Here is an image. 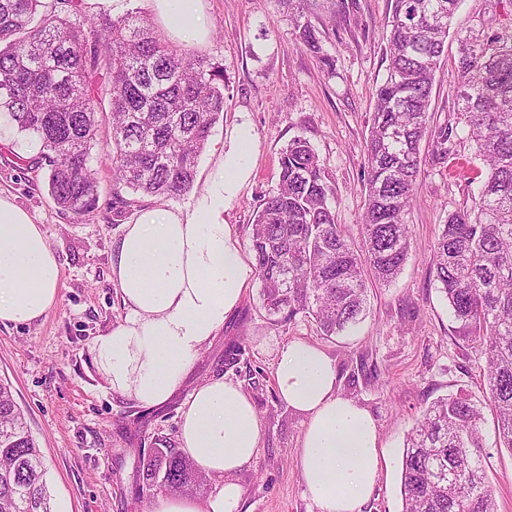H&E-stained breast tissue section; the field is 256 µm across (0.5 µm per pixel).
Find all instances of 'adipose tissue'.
<instances>
[{"instance_id": "adipose-tissue-1", "label": "adipose tissue", "mask_w": 512, "mask_h": 512, "mask_svg": "<svg viewBox=\"0 0 512 512\" xmlns=\"http://www.w3.org/2000/svg\"><path fill=\"white\" fill-rule=\"evenodd\" d=\"M173 36L205 41V0H149ZM253 130L237 125L220 150L205 192L188 209L140 210L112 253V281L128 309L96 337L94 361L113 391L141 406L168 402L199 354L241 302L252 269L224 214L251 173ZM60 266L43 230L0 194V323L29 325L57 301ZM277 390L304 419L298 465L319 512H359L386 461L377 422L340 393L335 362L297 340L278 350ZM262 427L247 394L214 377L199 384L182 413L183 455L218 491L207 500L160 496L148 512H239V471L258 453Z\"/></svg>"}]
</instances>
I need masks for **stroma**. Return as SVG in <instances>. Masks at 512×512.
Returning a JSON list of instances; mask_svg holds the SVG:
<instances>
[{
  "label": "stroma",
  "instance_id": "35a3bbf8",
  "mask_svg": "<svg viewBox=\"0 0 512 512\" xmlns=\"http://www.w3.org/2000/svg\"><path fill=\"white\" fill-rule=\"evenodd\" d=\"M390 11L391 0H316L310 20L322 52L315 55L297 44L279 0H206L209 37L199 48L224 67V117L198 158L194 188L166 199V206L187 207L204 193L227 130L247 121L255 134L251 175L226 214L241 244H248L257 210L277 187L282 149L297 137L325 163L336 221L360 242L365 139L376 91L388 74L382 35ZM456 61L452 40L433 87L431 124L456 128L448 149L466 167L423 164L407 216L410 255L393 282L370 286L365 320L331 338L300 315L274 323L262 306L258 278H251L185 385L152 409L112 392L94 363L92 345L127 314L111 278L112 249L125 224L138 209L154 205L155 197L134 196L132 206L115 217L111 167L96 150L98 208L74 219L50 199L44 172L33 164L35 148L0 123V191L41 224L61 270L57 302L44 317L26 326L0 324V379L11 385L43 452L53 503H66L68 512H146L159 492L139 490L140 457L162 445L178 447L183 407L194 386L222 376L243 388L263 427L257 458L238 474L241 512H318L296 462L304 418L280 400L274 374L277 351L303 340L336 363L340 391L371 412L388 451L362 512H402L401 458L423 411L449 395L486 399L479 362L464 351L432 266L440 225L471 205L480 181L481 163L460 130L449 90ZM233 341L241 352L228 366L224 348ZM483 439L493 448V423H485ZM487 474L495 512H512V453L494 450Z\"/></svg>",
  "mask_w": 512,
  "mask_h": 512
}]
</instances>
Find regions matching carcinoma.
<instances>
[{
  "instance_id": "obj_1",
  "label": "carcinoma",
  "mask_w": 512,
  "mask_h": 512,
  "mask_svg": "<svg viewBox=\"0 0 512 512\" xmlns=\"http://www.w3.org/2000/svg\"><path fill=\"white\" fill-rule=\"evenodd\" d=\"M288 2L296 40L318 54L308 0ZM462 0H392L385 31L388 76L369 121L364 166L362 246L336 223L327 167L304 138L279 158L276 191L251 225L250 250L268 314L311 317L325 336L366 315L369 281L388 283L410 251L406 216L432 137V161H448L453 129L430 128L433 85L452 19ZM83 0H0V118L39 145L56 207L77 219L97 208L91 167L101 146L119 193L174 198L189 192L196 163L224 115V69L200 51L163 40L138 7L89 18L88 46L71 16ZM443 15L441 26L433 17ZM457 33L450 91L463 130L482 160L472 205L456 210L434 245L438 289L462 337L484 357L483 383L497 433L512 451V25ZM482 408L462 396L432 403L406 439L401 459L402 512H494L486 481L491 453ZM137 482L191 492L205 475L174 448L143 458ZM40 448L10 386L0 381V512H52Z\"/></svg>"
}]
</instances>
